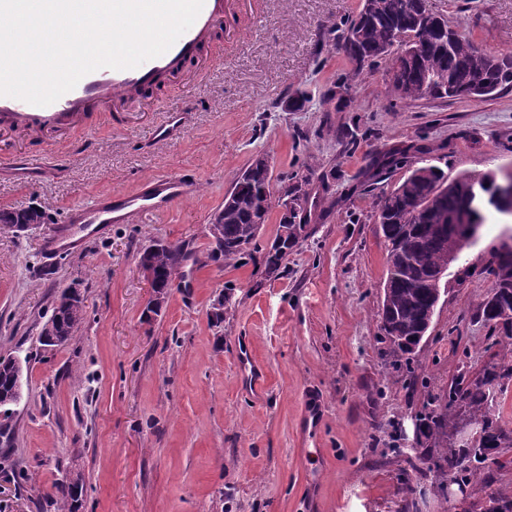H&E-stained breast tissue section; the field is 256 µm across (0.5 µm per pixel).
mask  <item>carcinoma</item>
I'll use <instances>...</instances> for the list:
<instances>
[{"label":"carcinoma","instance_id":"carcinoma-1","mask_svg":"<svg viewBox=\"0 0 512 512\" xmlns=\"http://www.w3.org/2000/svg\"><path fill=\"white\" fill-rule=\"evenodd\" d=\"M429 8L428 0H364L356 18L348 19L351 38L345 42L349 59L392 54L395 46L401 52L392 58L397 70L391 81L393 91L406 101L432 98H470L474 84L488 82L493 92L512 88V56L498 57L481 50L465 32H459L456 47L448 49V20L439 16L429 24L418 22L420 14ZM448 184L444 171L435 165L418 167L404 177L382 201L379 221L387 241L388 278L379 308L383 340L390 344V366L414 374L411 361L420 344L419 333L429 318L442 284L430 283V278L448 265V253L456 251L465 234L448 223V215L470 205L480 207L492 196L490 185L474 196L464 181L442 192ZM288 208L287 202L275 196L270 168L258 158L238 177L232 189L224 195V241L216 244L220 256L232 261L257 237L258 230L272 207ZM38 210L0 211V224H36ZM297 225L280 224L275 244L266 257L272 273L278 271L297 244ZM155 271L154 288L164 290L182 277L184 255L179 246L160 245L145 249ZM491 289L502 282H512V255L495 256ZM482 322L500 329L507 339L505 351L512 350V299L493 300L485 296L476 310ZM84 315L76 314L61 295L50 317L51 327L39 334L43 346H61L74 335ZM19 369L13 357H0V438L9 444L13 439L10 427L12 406ZM512 379V362H490L472 377L461 370L448 383V389L428 395L416 415L422 436L438 446L437 456L443 462L441 474L462 488H470L478 497L488 481L481 478L484 459L468 457L466 450L445 446L458 427V411L484 426L483 445L499 448L512 442V428L501 424L493 414L495 400L489 398L490 387L505 392L504 380ZM84 478L80 473H66L55 485L54 502L58 512H78L82 507Z\"/></svg>","mask_w":512,"mask_h":512}]
</instances>
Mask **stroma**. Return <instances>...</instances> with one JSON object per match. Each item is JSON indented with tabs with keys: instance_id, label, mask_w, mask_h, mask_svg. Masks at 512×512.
I'll list each match as a JSON object with an SVG mask.
<instances>
[{
	"instance_id": "obj_1",
	"label": "stroma",
	"mask_w": 512,
	"mask_h": 512,
	"mask_svg": "<svg viewBox=\"0 0 512 512\" xmlns=\"http://www.w3.org/2000/svg\"><path fill=\"white\" fill-rule=\"evenodd\" d=\"M485 52L512 55V0H428ZM362 0H229L209 48L181 85L150 89L136 112H91L82 126L0 133V147L43 159L33 175L0 171V209L42 207L50 222L0 230V356L24 359L11 454L30 476L0 466V512H56L54 483L81 472V512H417L449 505L439 471L419 478L403 448L425 390L459 367L502 359L475 316L492 285L487 267L512 215L494 209L477 242L448 271L432 325L414 359L427 388L388 366L378 315L387 277L378 213L410 168L448 178L512 168V89L484 99L400 100L389 60L356 68L344 19ZM305 95L301 109L292 97ZM180 125L153 137L172 110ZM404 165L376 172L396 151ZM267 156L274 189L301 188L296 217L312 233L279 271L266 253L273 208L241 258H210L207 232L224 195L253 158ZM195 179L197 192L165 211L112 224L82 246L47 248L69 209L145 178ZM181 246L183 277L161 312L138 258L153 242ZM79 285L85 318L64 346L38 341L58 294ZM223 306V322L211 318ZM265 367L263 395L242 387L238 343ZM323 409L318 435L302 430L308 396Z\"/></svg>"
}]
</instances>
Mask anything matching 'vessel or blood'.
Listing matches in <instances>:
<instances>
[{
	"label": "vessel or blood",
	"mask_w": 512,
	"mask_h": 512,
	"mask_svg": "<svg viewBox=\"0 0 512 512\" xmlns=\"http://www.w3.org/2000/svg\"><path fill=\"white\" fill-rule=\"evenodd\" d=\"M224 20V0H204L193 25L161 56L133 69L107 67L85 75L70 91L47 106L0 96V131L16 128L44 130L67 124L81 126L86 112H121L131 94L154 85L161 77L180 71L183 61L196 57L213 29ZM196 190L194 180L177 175H156L144 180L133 193L103 192L70 209L67 222L48 238L50 250L78 246L80 237H92L105 224H125L171 207ZM240 381L253 392L266 387L267 373L252 354L250 342L238 353Z\"/></svg>",
	"instance_id": "1"
}]
</instances>
